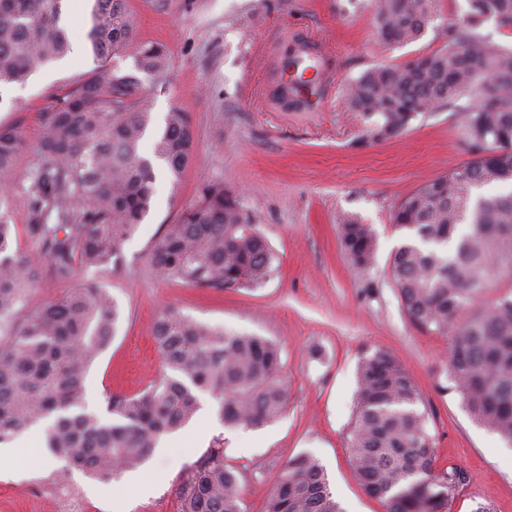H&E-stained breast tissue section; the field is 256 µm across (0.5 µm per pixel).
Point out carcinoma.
I'll return each mask as SVG.
<instances>
[{
	"instance_id": "carcinoma-1",
	"label": "carcinoma",
	"mask_w": 512,
	"mask_h": 512,
	"mask_svg": "<svg viewBox=\"0 0 512 512\" xmlns=\"http://www.w3.org/2000/svg\"><path fill=\"white\" fill-rule=\"evenodd\" d=\"M66 0H0V89L23 84L65 57ZM435 0H379L375 23L382 41H417L435 20ZM512 31V0H466L463 24L448 27L438 50L402 65L363 72L347 89V104L377 121L366 136L384 140L440 107L461 114L472 159L407 195L391 220L407 232L394 252L390 277L410 322L451 339L448 390L474 418L512 443V292L483 299L495 268L512 271V46L495 34ZM97 59L62 88L44 115L43 136L22 191L26 235L42 256L12 250L15 232L6 195L0 196V443L47 422L44 443L58 461L52 473L68 485L81 469L101 480L142 466L160 437L197 412L196 392L219 401L224 425L258 428L285 409L279 380L281 350L264 337L227 335L175 307L157 317L158 381L136 396L109 394L104 417L84 406V382L110 345L120 307L100 281L112 278L124 243L149 213L157 165L178 181L195 153L188 113H167L152 157L139 145L152 117L135 95V77L112 66L132 53L137 69L169 80L163 46L134 41L125 0H93L88 33ZM310 54L305 41L284 47L286 70ZM28 149L17 126L0 127V180L13 176ZM468 233L453 239L456 227ZM341 242L364 287L377 243L355 219L340 225ZM149 266L200 289L262 287L275 272L261 228L222 182H208L195 204L164 224L148 250ZM92 279L57 299L29 308L34 285ZM420 390L401 362L376 350L357 369L350 449L365 491L386 512H450L463 482L454 466L434 470L433 436ZM218 441L192 463L175 488L180 512H243V476L224 461ZM264 512H343L326 470L312 453L290 459Z\"/></svg>"
}]
</instances>
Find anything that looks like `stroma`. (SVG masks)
<instances>
[{"label":"stroma","mask_w":512,"mask_h":512,"mask_svg":"<svg viewBox=\"0 0 512 512\" xmlns=\"http://www.w3.org/2000/svg\"><path fill=\"white\" fill-rule=\"evenodd\" d=\"M134 37L165 47L171 77L155 83L138 72L130 53L112 59L134 74L154 116L141 144L150 153L164 117L189 113L196 152L178 186L159 174L151 210L124 244L119 270L105 283L123 317L111 346L85 379V407L100 413L107 393L134 396L161 374L152 326L162 310L223 327L226 334L263 336L281 348L287 388L284 413L258 429L228 428L217 399L199 393L213 415L172 432L170 448L155 450L139 469L153 489L127 488L82 471L68 490L51 477L56 467L43 439L23 433L0 461V512H179L175 487L185 470L223 439L225 461L243 477L246 512H263L279 474L294 456L310 452L325 466L344 512H385L362 488L350 461L357 364L363 352L393 354L419 386L434 437L436 469L455 466L465 477L451 512H512V444L480 425L460 397L447 391L448 338L421 332L405 314L389 276V258L406 239L391 215L411 192L470 160L458 119L443 108L418 116L402 133L367 138V118L346 105L350 82L369 68L396 66L439 49L449 25L462 23L465 0H435L438 20L416 42L385 45L374 22L373 0H126ZM89 12L66 17L68 55L26 84L0 90V125L20 127L36 144L43 115L60 88L92 70ZM318 40L333 56L335 83L314 104L287 107L275 98L280 58L292 40ZM32 162L20 155L6 192L19 229L13 247L38 249L23 231L27 204L22 183ZM223 182L252 223L265 233L278 269L255 291L190 287L150 271L147 246L161 225L193 205L200 185ZM350 217L370 225L377 243L366 291L341 245L337 224Z\"/></svg>","instance_id":"1"}]
</instances>
